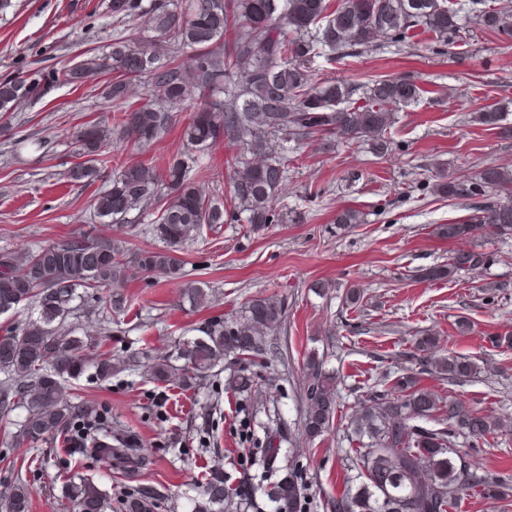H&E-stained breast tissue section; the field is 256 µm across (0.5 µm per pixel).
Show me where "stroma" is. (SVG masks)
<instances>
[{
	"label": "stroma",
	"instance_id": "35a3bbf8",
	"mask_svg": "<svg viewBox=\"0 0 512 512\" xmlns=\"http://www.w3.org/2000/svg\"><path fill=\"white\" fill-rule=\"evenodd\" d=\"M108 2L5 0L0 82L73 65L84 53L105 51L116 38L153 39L145 21L112 16ZM460 23L468 41L461 55L437 48L433 34L419 30L410 42L368 48L339 66L314 59L320 77L360 86L381 76L415 74L424 95L398 109L391 156L380 159L368 147L342 140L331 151L317 141L293 150L282 190L291 222L256 234L245 224H225L187 245V278L208 286V313L178 309L177 284L140 274L124 289L131 311L112 320L107 348L156 358L171 354L184 330L204 315L238 312L256 296L277 297L286 312L278 339L288 364L271 372L254 416L261 424L287 420L288 448L304 451L307 512H335L332 503L343 493L346 459L355 446L340 428L312 442L303 439L301 387L309 354L335 372L341 418L354 414L371 388L413 375L409 351L417 338L433 337L432 358L463 355L478 371L453 384L435 374L427 386L512 427V237L442 238L441 225L466 220L471 210L432 190L442 175H471L493 164L512 167V111L497 129L474 119L484 106L512 99V40L501 41L472 17ZM107 82L101 75L79 86H55L43 100L14 102L0 119V250L23 252L77 234L109 237L132 251L158 247L150 215L101 223L92 206L99 184L69 176L78 161L77 133L112 117L113 104L102 96ZM310 185L320 187V194L309 195ZM348 208L360 211L362 222L344 231L334 219ZM470 249L491 255V264L445 281L421 279L422 269ZM352 288L362 292L354 307L345 302ZM225 377L218 372L188 392L128 372L102 385L80 381L79 400L107 411L113 426L138 434L151 465L124 470L90 458L78 465L60 443L13 449L0 434V500L22 481L31 491L29 512H74L63 486L78 468L116 493L154 486L161 495L157 512H185V494L209 468H250L241 398L225 393ZM455 446L478 471L512 473V434L487 437L478 448L461 437Z\"/></svg>",
	"mask_w": 512,
	"mask_h": 512
}]
</instances>
